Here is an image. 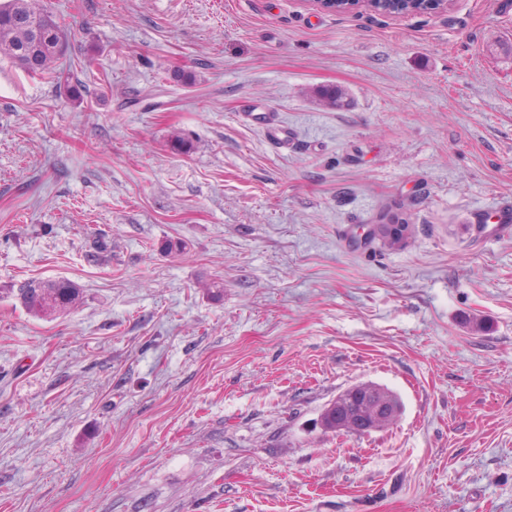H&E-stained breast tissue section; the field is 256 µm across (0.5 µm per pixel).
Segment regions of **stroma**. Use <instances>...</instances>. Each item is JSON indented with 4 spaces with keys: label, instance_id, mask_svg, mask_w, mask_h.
<instances>
[{
    "label": "stroma",
    "instance_id": "1",
    "mask_svg": "<svg viewBox=\"0 0 512 512\" xmlns=\"http://www.w3.org/2000/svg\"><path fill=\"white\" fill-rule=\"evenodd\" d=\"M44 2L68 86L0 57V512H512V0ZM359 382L396 423L323 429ZM408 1V2H394ZM419 0H306L310 6L325 12H371L403 17L441 13L448 9L450 0H424L418 9L412 5ZM18 302L30 313L44 316L65 312L81 298V288L68 280H30L11 288Z\"/></svg>",
    "mask_w": 512,
    "mask_h": 512
}]
</instances>
